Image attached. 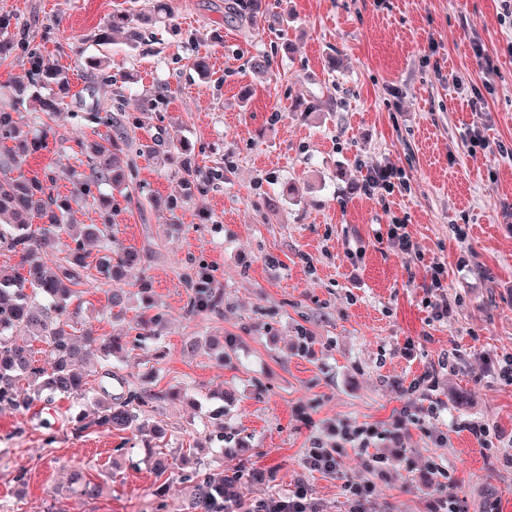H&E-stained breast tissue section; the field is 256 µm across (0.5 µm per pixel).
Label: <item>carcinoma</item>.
Instances as JSON below:
<instances>
[{
    "mask_svg": "<svg viewBox=\"0 0 512 512\" xmlns=\"http://www.w3.org/2000/svg\"><path fill=\"white\" fill-rule=\"evenodd\" d=\"M227 9L236 18L257 25V0H232ZM111 27L114 31H124L132 45L143 39L137 15L115 13ZM273 63L272 53L253 56L248 61L256 75L268 73ZM51 84L61 91L66 89L60 70L39 57L33 61L28 83L16 86L11 101L0 103V249L18 257V266L22 269L18 273L0 268V405L21 412L29 408L34 393L48 400L57 395L85 398L88 381L84 366L88 357L93 352L107 357L123 340L121 336L94 337L89 332L76 336L66 327L69 326V306L76 294L74 286L78 285V271L87 267L84 239L94 238L100 242L112 226L113 200L102 196L101 187L121 184L132 168L129 161L120 157L112 128L118 122L127 133L138 128L140 116L125 112L118 119L108 112L101 113L98 107L88 113V121L104 127L105 131L98 134L97 139L82 144L81 152L87 158L90 173L74 196L98 201L103 224L88 225L70 234L73 245L66 249L65 271L50 273L43 255L56 248L61 234L72 228L64 224L70 211V199L54 194L53 184L57 179L54 171L46 168L40 175L25 174L29 158L47 148L48 131L38 136L22 133L19 106L27 96H37ZM169 96L170 90L160 85L143 103V109H156L164 105ZM144 263L145 257L139 253L114 258L105 246L97 259L96 270L101 278L109 281L116 269ZM192 287L195 296L190 302L191 312L202 313L219 305L221 295L209 281L201 280ZM20 325L28 329L32 339L51 346L54 360L50 367L39 365L30 346L13 339V330ZM156 399V394L142 387H131L123 395L114 397L103 385L94 400L96 410L76 413L74 431L80 433L99 427L157 435L159 431L146 429L144 421L145 407ZM149 460L157 475L175 470L187 484L189 497L184 512H225L224 502L233 496L242 479L237 471L214 478L202 468L201 460L192 461L185 455L168 457L154 453ZM72 490L89 498L98 494V486L80 475L74 478Z\"/></svg>",
    "mask_w": 512,
    "mask_h": 512,
    "instance_id": "carcinoma-1",
    "label": "carcinoma"
}]
</instances>
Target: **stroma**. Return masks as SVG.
Segmentation results:
<instances>
[{"instance_id": "obj_1", "label": "stroma", "mask_w": 512, "mask_h": 512, "mask_svg": "<svg viewBox=\"0 0 512 512\" xmlns=\"http://www.w3.org/2000/svg\"><path fill=\"white\" fill-rule=\"evenodd\" d=\"M171 5L169 25L145 26L139 44L115 32L99 46L92 37L114 12H145L150 0H0V16L35 36L30 54L0 57V99L27 79L34 53L70 83L58 112L21 108L25 131L48 133L29 172L51 166L55 192L69 194L89 173L84 112L120 92L123 111L142 115L124 148L132 175L103 191L115 200L113 252L148 263L116 284L127 293L120 310L116 285L95 269L98 245H85L76 327L125 337L108 361L117 380L102 382L94 363L90 386L161 393L146 415L165 430L156 451L201 447L214 475L246 467L229 512L300 485L318 512H350L349 480L375 483L367 512H438L448 499L460 512H512V384L497 374L512 355V18L501 0H262L283 17L278 29L225 26L224 0ZM270 51L271 76L255 77L250 57ZM202 55L205 75L193 66ZM89 56L133 82L103 83ZM161 84L168 101L141 112ZM471 129L484 147L470 146ZM175 135L194 150L172 164ZM153 143L156 153H136ZM380 165L403 170L406 187L365 194ZM187 167L202 187L170 209ZM391 224L406 226L418 256L390 244ZM437 263L451 306L441 320L429 305ZM203 272L221 305L193 316L190 282ZM148 309L163 324L140 342ZM190 338L199 348L183 351ZM426 371L433 388L412 390ZM219 406L220 434L209 423ZM79 409L62 397L22 416L0 409V512H155L162 483L166 512H178L180 476L156 475L132 433L74 434ZM473 421L497 431L496 449L466 431ZM342 425L373 428L370 447L345 444L337 474L309 470L306 448L334 445ZM377 454L390 461L382 476L371 469ZM76 469L100 485L98 498L72 492Z\"/></svg>"}]
</instances>
